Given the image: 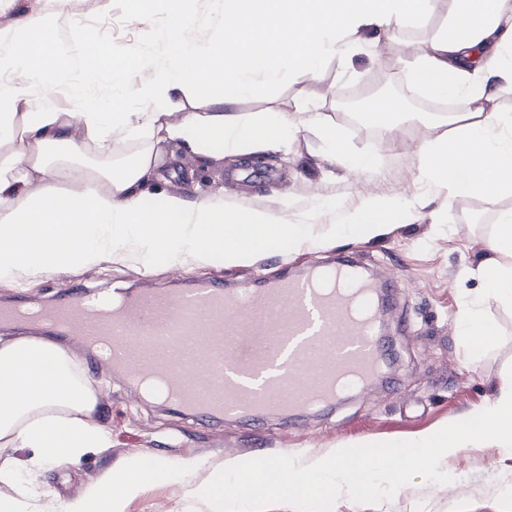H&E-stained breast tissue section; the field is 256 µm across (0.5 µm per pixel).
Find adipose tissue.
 Instances as JSON below:
<instances>
[{"mask_svg":"<svg viewBox=\"0 0 512 512\" xmlns=\"http://www.w3.org/2000/svg\"><path fill=\"white\" fill-rule=\"evenodd\" d=\"M186 2L168 0L174 23L157 36L171 45V60L141 86L125 80L126 71L142 62L138 48L117 53L96 33L81 32L89 59L113 84L112 100L103 106L79 87L69 92L64 110L46 94L71 66L53 38L54 18L0 34V280L29 270L54 275L90 268L127 250L145 261L177 254L204 262L220 254L225 262L242 263L270 240L300 241L304 225L177 193L168 195L163 209L147 208L145 187L164 177L158 144L180 148L202 164L223 146L241 155L284 149L295 129L287 113L242 117L228 114V107L257 81L318 76L326 59L348 52L347 38L358 28L382 33L395 21L423 22L434 10V0H217L222 33L202 44L190 34ZM407 65L423 94L463 92L472 106L470 120L449 119L445 135L421 146L422 178L468 195L512 193V114L483 108L494 91L489 77L512 70V0H448L446 24ZM20 69L30 73L29 86L6 81ZM201 93L208 96V111L166 119L163 108L173 99ZM116 136L142 147L112 161ZM90 152L101 164L82 163ZM395 217L392 201L370 197L330 231L372 236ZM489 250L480 265L486 295L512 306L511 210L500 214ZM98 393L62 346L37 336L0 338V449H31L24 468L41 469L76 465L109 447L110 434L97 418ZM488 439L512 443V382L467 422L438 436L444 448ZM21 470L0 465V512H24L36 497ZM171 476L165 461L137 457L61 512H118L120 496Z\"/></svg>","mask_w":512,"mask_h":512,"instance_id":"obj_1","label":"adipose tissue"}]
</instances>
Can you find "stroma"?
Returning <instances> with one entry per match:
<instances>
[{"mask_svg": "<svg viewBox=\"0 0 512 512\" xmlns=\"http://www.w3.org/2000/svg\"><path fill=\"white\" fill-rule=\"evenodd\" d=\"M47 15L56 16L54 37L71 58L70 69L50 90L58 104L66 102L65 87L79 81L90 83L99 101L112 97V82L96 73L80 30H95L116 49L139 48L146 64L129 73L133 86L152 81L170 59L169 44L153 37L170 23L166 0H148L139 11L132 0H0V32L21 23L37 25ZM447 16L448 0H436L426 23L395 22L381 36L368 29L356 32L359 51L328 60L316 79L258 86L239 98L232 111L294 117L296 130L279 159L259 167L254 157L228 154L200 167L185 154L167 170L165 181L152 186L146 200L160 210L170 193L195 201L212 197L219 188L226 207L267 211L306 225L303 243L272 240L244 264L226 263L219 255L204 264L157 256L147 268L135 257L116 254L92 268L56 275L30 271L1 280L0 302L44 306L73 296L80 284L97 292L168 288L201 279L247 286L278 277L287 268L305 270L324 255L340 252L396 287L385 324L391 377L349 392L333 412L262 421L258 430L265 441L253 447L255 457L285 449L307 465L343 447L414 440L465 421L512 379V306L490 299L483 303L486 319L498 330L492 351L475 355L459 334L465 308L483 288L476 269L488 255L499 213L512 210V194L459 195L420 176L421 144L446 132L449 114L466 115L468 100L450 110L400 113L392 134L369 120L353 123L339 107L342 96H367L382 83L397 85L400 100H419L408 82L407 54L412 46L428 42ZM326 126L338 130L347 162L330 159L322 132ZM363 156L373 157L374 166L352 167V160ZM370 195L392 200L400 220L370 238L331 235L329 229L341 214L356 210ZM404 318L410 331L401 329ZM91 376L100 385L98 419L111 432V446L79 464L63 462L29 474L41 489L28 504L30 512H58L61 503L78 498L138 455L161 458L181 476L141 485L123 499L120 512H211L194 488L209 481L214 467L239 462L240 449L251 447L256 429L239 421L215 423L161 410L106 367ZM441 468L453 483L432 485L417 477L392 500L370 505L343 496L333 512H512V446L488 441L455 448L444 456Z\"/></svg>", "mask_w": 512, "mask_h": 512, "instance_id": "stroma-1", "label": "stroma"}]
</instances>
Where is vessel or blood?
Listing matches in <instances>:
<instances>
[{
    "mask_svg": "<svg viewBox=\"0 0 512 512\" xmlns=\"http://www.w3.org/2000/svg\"><path fill=\"white\" fill-rule=\"evenodd\" d=\"M384 312L375 284L340 260L255 288L83 290L48 309L1 306L0 321L65 332L127 383L160 382L163 403L198 418L257 424L371 386L385 370Z\"/></svg>",
    "mask_w": 512,
    "mask_h": 512,
    "instance_id": "b4317fda",
    "label": "vessel or blood"
}]
</instances>
